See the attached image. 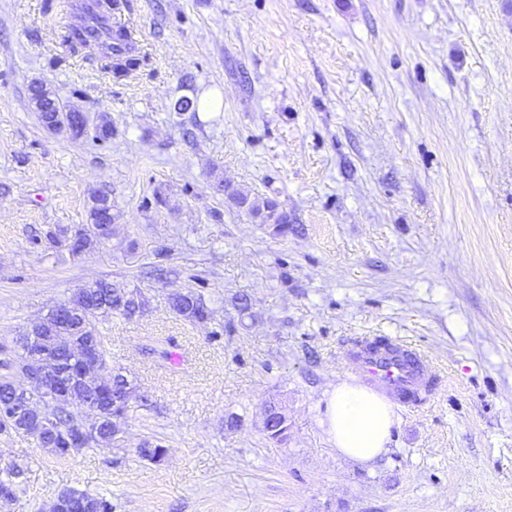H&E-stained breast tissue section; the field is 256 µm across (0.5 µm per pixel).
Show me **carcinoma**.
<instances>
[{
    "label": "carcinoma",
    "instance_id": "carcinoma-1",
    "mask_svg": "<svg viewBox=\"0 0 512 512\" xmlns=\"http://www.w3.org/2000/svg\"><path fill=\"white\" fill-rule=\"evenodd\" d=\"M71 10L80 16V22L66 27L60 33V40L72 53L98 60L103 69L118 77L141 65L131 33L115 21V14L120 11L119 0H73ZM29 92L44 124L54 130L65 127L74 137L84 135L86 119L82 113L64 110L40 82L31 83ZM227 195L260 223L273 225L276 233L288 231V213L276 201L259 200L238 190H229ZM111 210L107 196L93 197L90 224L76 235L70 245L72 253L80 254L93 243L111 236ZM69 302L73 306L68 311L61 313L53 309L26 329L16 343L18 355L14 360V367L19 369L32 356L44 353L50 368L69 371L64 385L49 397L38 398L26 413L16 414L5 406L14 384L9 375L0 374V435L29 437L38 447L60 458L74 451L72 443L86 428L74 416V408L90 406L94 423L88 428L96 432V443H110L120 432V421L131 408L132 389L119 374L110 378L102 375L106 357L96 321L114 313L132 317L143 308L135 291L103 280L79 289ZM170 307L176 315L192 322H203L211 316L202 295L191 290L171 297ZM264 429L269 439L278 442L286 436L288 419L269 413ZM164 453L165 446L158 438L147 440L138 448V455L147 461H157ZM20 477L21 471L12 468L7 478L0 479V499L16 497ZM55 505L53 512H114L111 500L74 489L61 492Z\"/></svg>",
    "mask_w": 512,
    "mask_h": 512
}]
</instances>
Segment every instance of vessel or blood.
Segmentation results:
<instances>
[{
  "instance_id": "obj_1",
  "label": "vessel or blood",
  "mask_w": 512,
  "mask_h": 512,
  "mask_svg": "<svg viewBox=\"0 0 512 512\" xmlns=\"http://www.w3.org/2000/svg\"><path fill=\"white\" fill-rule=\"evenodd\" d=\"M341 365L349 378L408 409L428 402L440 382L431 357L417 344L397 336L361 338L343 352Z\"/></svg>"
}]
</instances>
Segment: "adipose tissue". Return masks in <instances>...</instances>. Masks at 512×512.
Returning a JSON list of instances; mask_svg holds the SVG:
<instances>
[{"instance_id": "obj_1", "label": "adipose tissue", "mask_w": 512, "mask_h": 512, "mask_svg": "<svg viewBox=\"0 0 512 512\" xmlns=\"http://www.w3.org/2000/svg\"><path fill=\"white\" fill-rule=\"evenodd\" d=\"M397 417L388 400L364 388L338 384L325 404L327 433L344 456L375 461L390 441Z\"/></svg>"}]
</instances>
